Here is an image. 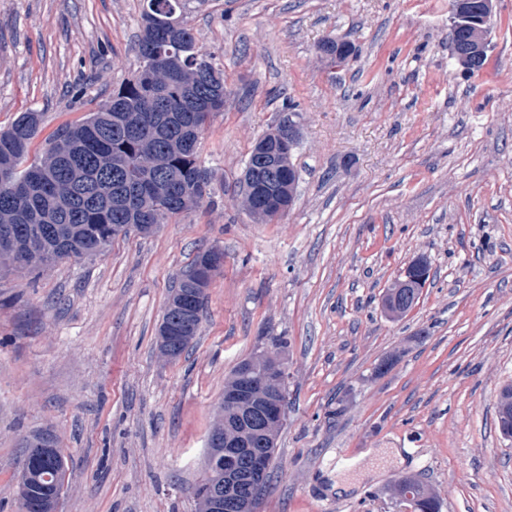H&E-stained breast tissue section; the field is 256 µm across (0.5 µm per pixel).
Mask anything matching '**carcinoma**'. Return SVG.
<instances>
[{"label": "carcinoma", "instance_id": "1", "mask_svg": "<svg viewBox=\"0 0 512 512\" xmlns=\"http://www.w3.org/2000/svg\"><path fill=\"white\" fill-rule=\"evenodd\" d=\"M188 0H140L139 68L87 117L64 124L30 156L44 113L29 109L0 129V268L39 271L104 252L118 226L162 224L202 205L212 172L200 143L224 111V66L202 51L185 20ZM47 474L58 508L67 465L60 450L26 455Z\"/></svg>", "mask_w": 512, "mask_h": 512}]
</instances>
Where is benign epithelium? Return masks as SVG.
Instances as JSON below:
<instances>
[{"mask_svg":"<svg viewBox=\"0 0 512 512\" xmlns=\"http://www.w3.org/2000/svg\"><path fill=\"white\" fill-rule=\"evenodd\" d=\"M493 0H455L450 30L455 31L465 25L472 15L478 22L472 24L465 44L452 43L457 61L470 71H480L486 59L487 23L492 17ZM318 52L336 63L344 62L348 46L339 41L325 40L318 46ZM299 131L291 122L280 124L275 136L262 138L254 145L253 155L257 166L254 175L243 186L248 209H254V201L267 203L268 211L277 217L290 210L291 196L270 189L266 177L286 176L293 172L290 158L297 146ZM422 281L411 277L395 285L393 295L402 294L416 300L417 289ZM173 301L186 317L198 314L200 297L195 288H177ZM184 343L193 341L191 336L176 337L170 328L163 329L158 337V354L170 362L173 359L172 344L176 340ZM288 372L274 364L263 370L257 360L242 361L224 387V396L217 408L214 425L207 436V456L204 465V478L201 485L207 500L208 512H253V504L259 499L266 477L273 464V458L250 448L252 439L263 434L271 439L279 429L284 417L283 392ZM410 491H399L393 484V498L400 505L401 512H415L413 488L424 489L417 479L405 478Z\"/></svg>","mask_w":512,"mask_h":512,"instance_id":"1","label":"benign epithelium"}]
</instances>
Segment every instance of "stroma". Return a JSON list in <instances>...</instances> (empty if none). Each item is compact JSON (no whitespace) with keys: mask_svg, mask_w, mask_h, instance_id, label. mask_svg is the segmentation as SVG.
Returning <instances> with one entry per match:
<instances>
[{"mask_svg":"<svg viewBox=\"0 0 512 512\" xmlns=\"http://www.w3.org/2000/svg\"><path fill=\"white\" fill-rule=\"evenodd\" d=\"M453 0H205L186 19L224 64L201 141L210 199L99 256L0 271V512H20L28 443L67 461L58 512H196L205 440L242 360L283 338L288 415L255 512H397L413 477L440 512H512V0H494L484 68L459 65ZM139 0H0V128L35 108L41 149L139 66ZM351 44L342 67L316 46ZM299 129L295 201L243 204L258 137ZM219 246L202 332L164 362L174 279ZM430 277L399 318L409 264ZM401 461L364 475L367 449ZM358 475L339 494L337 475Z\"/></svg>","mask_w":512,"mask_h":512,"instance_id":"35a3bbf8","label":"stroma"}]
</instances>
